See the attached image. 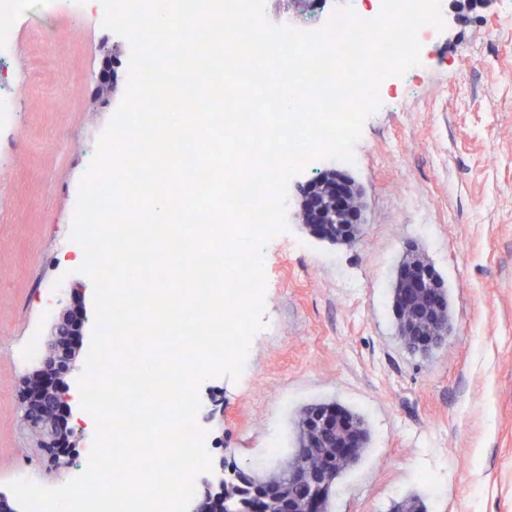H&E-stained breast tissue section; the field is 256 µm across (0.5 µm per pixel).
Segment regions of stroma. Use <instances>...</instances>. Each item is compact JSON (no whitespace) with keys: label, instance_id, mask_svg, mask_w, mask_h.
<instances>
[{"label":"stroma","instance_id":"obj_1","mask_svg":"<svg viewBox=\"0 0 512 512\" xmlns=\"http://www.w3.org/2000/svg\"><path fill=\"white\" fill-rule=\"evenodd\" d=\"M445 27L420 69L390 78L350 164L316 160L288 187L287 227L264 250V330L239 380L210 378L197 417L212 462L281 472L305 405L363 415L371 442L336 483L333 512H512V0H446ZM99 0L45 14L32 0L15 56L0 60V97L20 110L0 130V491L17 474L63 484L30 445L19 394L46 342L59 296L76 285L72 199L121 102L130 47L103 25ZM119 45L108 100L96 93L102 47ZM52 56L37 86L12 75ZM341 170L360 193L356 243L315 237L301 201L318 174ZM444 280L452 331L411 354L393 287L407 253Z\"/></svg>","mask_w":512,"mask_h":512}]
</instances>
